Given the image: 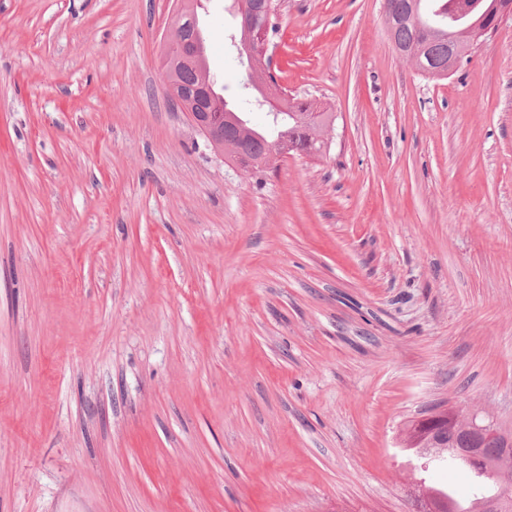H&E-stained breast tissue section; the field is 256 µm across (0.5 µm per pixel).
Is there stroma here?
I'll use <instances>...</instances> for the list:
<instances>
[{
  "mask_svg": "<svg viewBox=\"0 0 512 512\" xmlns=\"http://www.w3.org/2000/svg\"><path fill=\"white\" fill-rule=\"evenodd\" d=\"M279 5L336 120L255 176L169 100L171 0H0V512H411L414 421L512 429V19L436 79L384 0Z\"/></svg>",
  "mask_w": 512,
  "mask_h": 512,
  "instance_id": "stroma-1",
  "label": "stroma"
}]
</instances>
